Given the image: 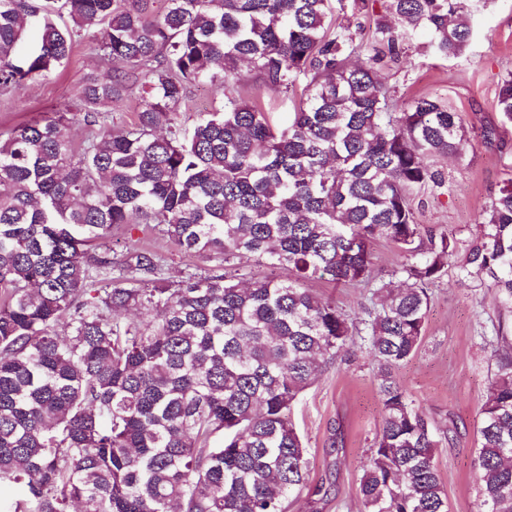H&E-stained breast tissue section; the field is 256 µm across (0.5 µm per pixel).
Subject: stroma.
I'll return each mask as SVG.
<instances>
[{
  "mask_svg": "<svg viewBox=\"0 0 512 512\" xmlns=\"http://www.w3.org/2000/svg\"><path fill=\"white\" fill-rule=\"evenodd\" d=\"M473 30L471 45L459 58L429 54L420 37L402 41V53L388 77L398 103L422 96L436 99L457 112L468 130L463 159L429 161L444 174L445 187H425L411 195L417 222L434 233L453 235L462 250L478 235L481 213L492 192L512 178V123L502 121L497 109L498 85L512 72V0H480ZM108 69L85 41L63 66L36 78L24 90L0 92V136H7L21 122L76 107L85 78ZM228 90L261 103L279 124L287 121L305 95L304 85L274 93L245 73L229 81L223 91L196 88L174 113V124L191 128L201 113L221 106ZM486 125L496 130L494 142L483 138ZM130 247L152 250L173 285L192 274L205 275L215 265L207 255L186 254L163 232L142 224L113 231L114 256H122ZM431 292L421 347L396 377L436 433L450 437L436 452L449 512H477L473 460L480 408L493 378L490 353L496 334L502 329L512 335V311L500 306L487 284L461 278L453 265ZM376 373L377 364L365 343L356 341L292 407L291 420L308 451V483L328 488L329 494L313 511L306 492H291L288 512H364L359 479L382 424Z\"/></svg>",
  "mask_w": 512,
  "mask_h": 512,
  "instance_id": "1",
  "label": "stroma"
}]
</instances>
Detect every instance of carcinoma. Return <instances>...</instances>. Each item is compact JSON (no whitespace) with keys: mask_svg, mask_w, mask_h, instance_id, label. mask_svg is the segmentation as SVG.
Wrapping results in <instances>:
<instances>
[{"mask_svg":"<svg viewBox=\"0 0 512 512\" xmlns=\"http://www.w3.org/2000/svg\"><path fill=\"white\" fill-rule=\"evenodd\" d=\"M0 0V90L20 92L84 40L123 64L90 75L77 112L17 124L0 143V483L21 488L0 512H288L308 485L290 419L299 395L354 337L378 364L383 419L359 482L365 512H448L431 424L396 378L418 351L431 287L457 257L448 234L417 224L410 191L445 179L429 157L463 155L458 113L425 97L392 102L393 27L372 53L330 0ZM425 49L466 54L471 0H383ZM38 40L23 45L26 32ZM246 66L306 97L278 125L224 94L189 132L171 114L202 83ZM139 90L137 121L103 109ZM498 112L512 122V74ZM88 127L75 144L69 129ZM155 224L185 253L220 260L166 284L160 259L112 256V227ZM405 261L374 284V243ZM288 271L243 287L242 256ZM458 269L512 309V180L485 206ZM371 288L350 316L307 283ZM67 320L70 333L56 330ZM478 431L479 512H512V346L492 348Z\"/></svg>","mask_w":512,"mask_h":512,"instance_id":"cac0c4a2","label":"carcinoma"}]
</instances>
